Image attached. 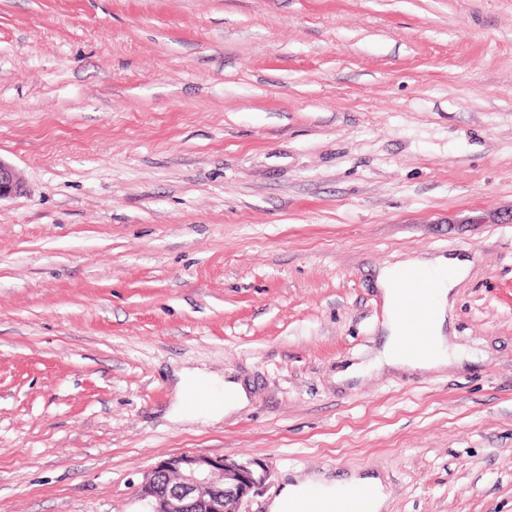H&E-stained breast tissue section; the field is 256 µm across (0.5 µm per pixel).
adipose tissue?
Returning a JSON list of instances; mask_svg holds the SVG:
<instances>
[{
  "mask_svg": "<svg viewBox=\"0 0 512 512\" xmlns=\"http://www.w3.org/2000/svg\"><path fill=\"white\" fill-rule=\"evenodd\" d=\"M469 267L468 260L460 257L438 255L431 258L410 256L378 270L376 284L381 293L385 315L381 328L385 342L376 355L375 368L395 367L407 370H423L447 366L458 353L453 349L448 332L452 320L453 289ZM427 276L437 282L429 298L430 319L426 339L430 345L428 354L403 348L407 328L402 316V298L398 283L412 276ZM180 417L193 418L201 414L216 416L244 409L249 395L242 382L221 381L199 371L182 374L177 383ZM355 488H365L370 498L364 512H384L389 491L383 479L373 473H354L341 479L320 476H303L286 484L269 505V512H294L296 506L311 501V512H321L324 502L335 500L337 493Z\"/></svg>",
  "mask_w": 512,
  "mask_h": 512,
  "instance_id": "obj_1",
  "label": "adipose tissue"
}]
</instances>
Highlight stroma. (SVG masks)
Segmentation results:
<instances>
[{"label": "stroma", "instance_id": "stroma-1", "mask_svg": "<svg viewBox=\"0 0 512 512\" xmlns=\"http://www.w3.org/2000/svg\"><path fill=\"white\" fill-rule=\"evenodd\" d=\"M0 512H142L169 456L387 512H512V0H0ZM458 254L466 361L384 342L377 268ZM249 405L172 413L179 373ZM23 185L8 162L0 159V202L21 195ZM355 488H366L370 491L364 512H386L384 510L390 492L383 479L374 473L356 472L342 479H327L324 476L296 477L272 500L268 512H294L300 502L307 500L312 502V510L308 512H323L321 505L326 501L336 503V512H363L367 497L364 491L357 492L346 504L336 500V493Z\"/></svg>", "mask_w": 512, "mask_h": 512}]
</instances>
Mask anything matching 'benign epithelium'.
<instances>
[{
	"instance_id": "obj_1",
	"label": "benign epithelium",
	"mask_w": 512,
	"mask_h": 512,
	"mask_svg": "<svg viewBox=\"0 0 512 512\" xmlns=\"http://www.w3.org/2000/svg\"><path fill=\"white\" fill-rule=\"evenodd\" d=\"M23 185L0 159V201L21 195ZM267 472L228 457L183 453L154 466L137 490L146 512H241L243 500Z\"/></svg>"
}]
</instances>
